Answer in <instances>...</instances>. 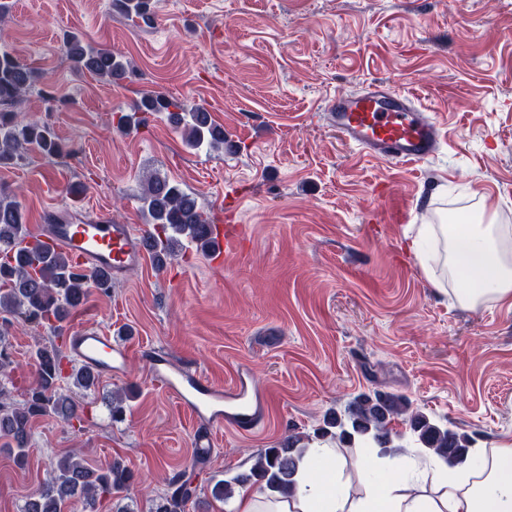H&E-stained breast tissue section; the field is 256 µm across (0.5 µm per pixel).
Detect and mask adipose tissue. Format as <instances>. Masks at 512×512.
Segmentation results:
<instances>
[{
  "mask_svg": "<svg viewBox=\"0 0 512 512\" xmlns=\"http://www.w3.org/2000/svg\"><path fill=\"white\" fill-rule=\"evenodd\" d=\"M406 248L437 287L463 280L453 291L459 304L512 308V226L424 224ZM356 465L367 489L354 499L339 476L343 462L335 449H308L291 498L245 495L235 512H512V442L478 450L458 466L432 455L405 457L393 470L368 456Z\"/></svg>",
  "mask_w": 512,
  "mask_h": 512,
  "instance_id": "ef3b65f1",
  "label": "adipose tissue"
}]
</instances>
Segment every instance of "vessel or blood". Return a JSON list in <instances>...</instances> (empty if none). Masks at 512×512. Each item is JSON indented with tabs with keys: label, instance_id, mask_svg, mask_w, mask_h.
<instances>
[{
	"label": "vessel or blood",
	"instance_id": "obj_1",
	"mask_svg": "<svg viewBox=\"0 0 512 512\" xmlns=\"http://www.w3.org/2000/svg\"><path fill=\"white\" fill-rule=\"evenodd\" d=\"M325 112L333 131L368 156L396 164H417L434 158L441 147L437 124L427 109L415 97L384 81L334 96ZM40 238L68 252L81 268H106L116 277L146 258L142 235L131 225L106 219L92 224H47ZM67 347L76 361L103 375L119 372L127 356L124 347L100 330L71 331ZM150 378L182 408L207 423V430L195 438L198 453L211 451L214 430L228 426L250 432L262 420L267 395L255 389L246 372H239L235 383L224 388L196 373L172 368L161 356L152 362Z\"/></svg>",
	"mask_w": 512,
	"mask_h": 512
}]
</instances>
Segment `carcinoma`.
<instances>
[{"label":"carcinoma","mask_w":512,"mask_h":512,"mask_svg":"<svg viewBox=\"0 0 512 512\" xmlns=\"http://www.w3.org/2000/svg\"><path fill=\"white\" fill-rule=\"evenodd\" d=\"M112 6L134 22H153V0H112ZM63 47L74 70L109 83L124 80L131 67L130 61L109 50L83 44L74 33L64 37ZM36 81L31 68L12 53L0 50V164L18 161L32 149L48 156L63 151V145L47 125L32 122L11 110L15 102L34 89ZM157 113L166 114L170 124L182 132L190 149L206 146L219 151L229 147L224 129L203 107L163 94L143 96L132 113L119 118L118 128L139 127L147 123L145 116ZM140 200L146 222L152 226L144 243L157 270H164L174 259V245L180 237L201 253H208L213 221L178 185L155 177L144 185ZM92 287L104 294L111 292V272H82L65 252L36 240L15 195L0 187V313L5 314L0 319V376L9 377L12 364L5 346V333L12 321L6 315L50 333L49 342L35 351L36 377L22 404L12 401L10 391L0 381V437L14 444V459L19 466L27 461L35 419L55 415L69 423L81 420L79 407L70 395L62 392L63 384L90 394L99 387L100 374L90 367L76 365L65 343L60 341L64 324L84 305ZM396 418L409 426L415 447L450 466L468 460L469 448L474 443L470 435L412 409L401 396L377 392L362 394L344 411L327 415L323 426L313 435L293 436L278 448L265 449L249 472L215 484L211 494L226 501L254 485L270 495L292 494L297 464L312 442H334L342 448H377L382 454L398 452L402 447L391 445L389 428ZM132 480L133 472L119 462L95 468L78 454L69 453L52 465L48 479L29 496L22 512H75L77 503L93 505L110 499ZM170 486L171 491L156 502L154 512H184L186 503L196 493L181 473L171 479Z\"/></svg>","instance_id":"obj_1"}]
</instances>
